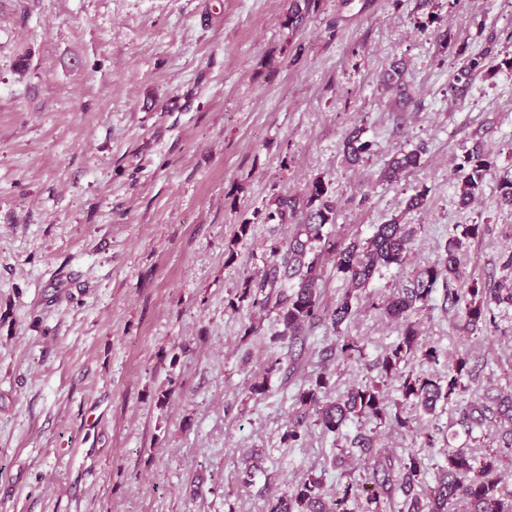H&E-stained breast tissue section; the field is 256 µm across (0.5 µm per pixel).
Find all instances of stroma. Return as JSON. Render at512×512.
I'll use <instances>...</instances> for the list:
<instances>
[{
    "label": "stroma",
    "mask_w": 512,
    "mask_h": 512,
    "mask_svg": "<svg viewBox=\"0 0 512 512\" xmlns=\"http://www.w3.org/2000/svg\"><path fill=\"white\" fill-rule=\"evenodd\" d=\"M287 7L0 0V512H267L309 472L329 494L365 480L347 452L359 433L392 460L418 453L430 488L449 447L496 449V424L456 434L455 405L425 413L376 362L400 332L380 304L464 225L482 232L461 250L463 276L512 282L499 191L512 179V0H319L296 30ZM395 61L401 92L382 82ZM355 126L373 152L352 165L342 140ZM477 145L491 168L463 207L454 170ZM417 147L420 167L380 180ZM317 177L336 195L339 237L370 238L398 215L413 236L350 319L308 329L295 362L275 311L230 301L291 232L255 211ZM416 188L428 204L404 212ZM497 314L468 331L437 282L415 321L439 357L409 369L443 380L466 356L464 402L512 388V308ZM341 335L360 356L324 360ZM322 368L334 397L380 383L408 428L363 417L288 447L296 395Z\"/></svg>",
    "instance_id": "obj_1"
}]
</instances>
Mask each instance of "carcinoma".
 <instances>
[{
  "instance_id": "1",
  "label": "carcinoma",
  "mask_w": 512,
  "mask_h": 512,
  "mask_svg": "<svg viewBox=\"0 0 512 512\" xmlns=\"http://www.w3.org/2000/svg\"><path fill=\"white\" fill-rule=\"evenodd\" d=\"M317 4L318 0H290L284 25L300 26ZM363 133V128L354 127L343 138L342 153L350 163L362 161L370 152L372 143L363 139ZM421 162V149L402 150L390 159L381 177L393 182L401 173L421 166ZM489 170L490 163L480 146L463 156L455 168L461 183V205L467 206L475 198ZM336 219V197L320 178L312 180L303 192L277 195L265 206L264 223L291 224L293 232L270 245L274 263L262 277H249L242 282L238 300L253 307L276 309L282 326L279 336L283 338L296 341L322 320L338 328L352 315L354 291L365 287L379 268L402 264L410 249L411 234L400 216L376 225L366 240L353 238L347 242L328 231ZM478 231L479 225L471 224L460 235L449 238L442 260L419 270L411 286L400 289L382 304L385 316L401 327L399 339L381 362L382 373L387 378L401 379L404 396L427 412L435 411L440 400L451 401L464 390L462 379L469 373L468 357L462 356L448 367L445 387L421 373L402 372L400 365L408 364L418 352L427 361L438 357L435 349L419 339L413 318L430 301L438 280L449 284L460 279L457 254L464 240L478 235ZM326 254L334 258L337 272L350 284L330 311L320 301L321 257ZM448 300L461 313L465 326L474 332L496 324L494 308L512 306V288H488L474 280L448 291ZM358 352L357 342L344 336L336 347L325 352V360L336 356L351 359ZM327 385L326 373L320 372L298 395L302 411L284 437L288 446L302 442L304 419L309 416L315 418V425L323 432L334 434L347 421L361 416L387 419L402 428L408 426L407 419L390 410L379 384L354 386L332 400L325 392ZM493 422L504 428L499 434V447L482 455L466 448L448 447V466L427 495L419 492L426 480V467L418 454L411 452L396 464L374 448L369 437L358 434L351 441L349 453L363 461L370 474L367 481L348 482L328 497L320 480L308 474L295 483L288 496L272 501L268 512H355L357 508L362 512H392L397 495L402 497L399 512H456L460 502L465 503L467 512H512V480L501 471L502 458L512 455V390H500L488 403L469 405L460 424L471 435Z\"/></svg>"
}]
</instances>
